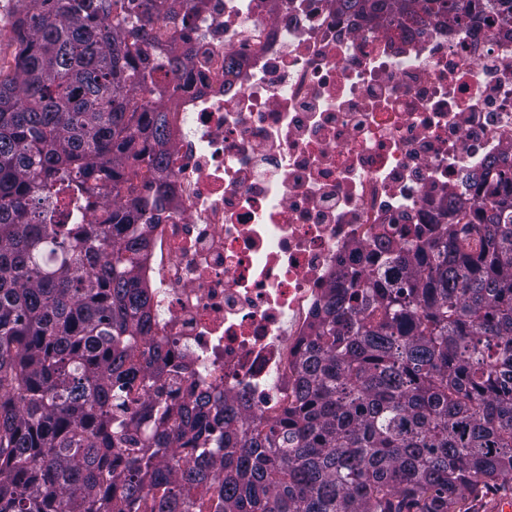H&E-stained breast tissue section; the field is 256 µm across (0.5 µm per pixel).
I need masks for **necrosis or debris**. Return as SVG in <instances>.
<instances>
[{"mask_svg":"<svg viewBox=\"0 0 512 512\" xmlns=\"http://www.w3.org/2000/svg\"><path fill=\"white\" fill-rule=\"evenodd\" d=\"M336 0H200L161 97L166 193L137 274L183 391L274 418L294 396L314 313L347 272L453 221L472 174L512 160V36L481 19L399 31ZM232 68H225V55Z\"/></svg>","mask_w":512,"mask_h":512,"instance_id":"4bbe7bcc","label":"necrosis or debris"}]
</instances>
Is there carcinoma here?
<instances>
[{
  "mask_svg": "<svg viewBox=\"0 0 512 512\" xmlns=\"http://www.w3.org/2000/svg\"><path fill=\"white\" fill-rule=\"evenodd\" d=\"M0 58V512H471L512 494V169L427 242L381 246L334 288L274 420L200 392L142 437L127 414L163 353L137 280L132 171L168 175L158 75L196 0H17ZM377 14L386 0H337ZM512 31V0H417ZM99 215L67 223L73 209ZM144 337L136 344L135 338ZM222 458L224 480L208 468Z\"/></svg>",
  "mask_w": 512,
  "mask_h": 512,
  "instance_id": "cac0c4a2",
  "label": "carcinoma"
}]
</instances>
